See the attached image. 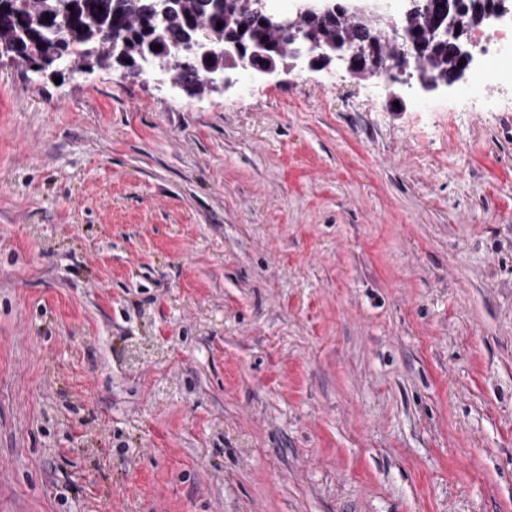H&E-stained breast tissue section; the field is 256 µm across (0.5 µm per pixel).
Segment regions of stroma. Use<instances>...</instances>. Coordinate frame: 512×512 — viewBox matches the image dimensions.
<instances>
[{
  "instance_id": "35a3bbf8",
  "label": "stroma",
  "mask_w": 512,
  "mask_h": 512,
  "mask_svg": "<svg viewBox=\"0 0 512 512\" xmlns=\"http://www.w3.org/2000/svg\"><path fill=\"white\" fill-rule=\"evenodd\" d=\"M500 67L0 58V512H512Z\"/></svg>"
}]
</instances>
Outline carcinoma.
Instances as JSON below:
<instances>
[{
  "mask_svg": "<svg viewBox=\"0 0 512 512\" xmlns=\"http://www.w3.org/2000/svg\"><path fill=\"white\" fill-rule=\"evenodd\" d=\"M153 0H13V9L0 15V45L11 48L16 59L53 69L57 63L74 67L117 66L138 76L142 64L168 52L172 80L191 95L213 90L207 77L243 64L277 66L291 56L288 37L269 31L252 12L251 0H166L167 20L153 29L149 18ZM73 9H68V6ZM488 3L478 0H432L426 10L397 19L408 41L420 48L419 79L430 87L448 83L459 62V53L434 37L445 25L448 10L467 19L471 29L487 19ZM38 17L44 28L32 34L26 19ZM222 28H217V23ZM316 53L327 62L351 39L364 46L355 69L358 77L382 75V62L396 57L384 32L342 17L312 18L303 23Z\"/></svg>",
  "mask_w": 512,
  "mask_h": 512,
  "instance_id": "carcinoma-1",
  "label": "carcinoma"
}]
</instances>
